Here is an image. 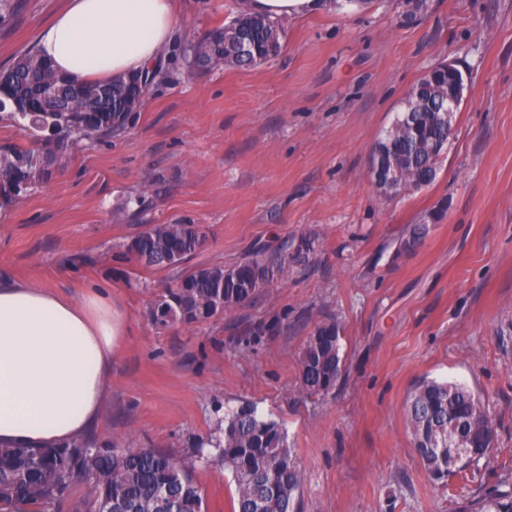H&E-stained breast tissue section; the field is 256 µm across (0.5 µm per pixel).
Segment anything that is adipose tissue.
<instances>
[{
  "mask_svg": "<svg viewBox=\"0 0 512 512\" xmlns=\"http://www.w3.org/2000/svg\"><path fill=\"white\" fill-rule=\"evenodd\" d=\"M174 0H68L41 26L36 51L83 82L156 67L176 27ZM324 0H243L269 19L314 13ZM126 333L109 291L72 301L0 281V447L60 446L88 435L107 398Z\"/></svg>",
  "mask_w": 512,
  "mask_h": 512,
  "instance_id": "obj_1",
  "label": "adipose tissue"
}]
</instances>
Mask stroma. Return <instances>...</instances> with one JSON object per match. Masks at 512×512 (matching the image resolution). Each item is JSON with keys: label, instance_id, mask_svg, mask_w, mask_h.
Instances as JSON below:
<instances>
[{"label": "stroma", "instance_id": "stroma-1", "mask_svg": "<svg viewBox=\"0 0 512 512\" xmlns=\"http://www.w3.org/2000/svg\"><path fill=\"white\" fill-rule=\"evenodd\" d=\"M66 0H18L0 22V70L33 49ZM240 0H178L162 62L172 74L136 123L72 148L65 166L0 221V275L81 299L108 288L126 320L93 441L179 460L216 433L227 407L255 403L282 423L303 474L302 512H477L512 492V0H431L402 24L396 0L285 21L281 53L248 70H188L187 36L222 26ZM454 62L467 91L435 182L384 197L372 148L407 92ZM437 220H430L431 212ZM430 220L412 250L395 245ZM146 224H197L193 264L232 265L318 239L307 267L205 324L155 327L172 271L118 262ZM341 324L344 371L324 397L299 393L316 322ZM482 399L494 445L477 466L432 479L405 410L422 379ZM205 512H230L223 467L195 465Z\"/></svg>", "mask_w": 512, "mask_h": 512}]
</instances>
